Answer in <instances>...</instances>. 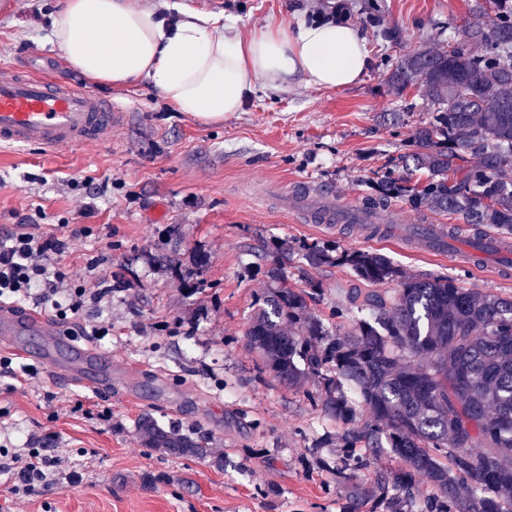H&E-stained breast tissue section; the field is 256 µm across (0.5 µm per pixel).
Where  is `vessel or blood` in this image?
Masks as SVG:
<instances>
[{
    "instance_id": "vessel-or-blood-1",
    "label": "vessel or blood",
    "mask_w": 512,
    "mask_h": 512,
    "mask_svg": "<svg viewBox=\"0 0 512 512\" xmlns=\"http://www.w3.org/2000/svg\"><path fill=\"white\" fill-rule=\"evenodd\" d=\"M121 109L79 86L12 71L0 74V146L33 147L52 152L65 145L107 141ZM282 208L298 220L325 224H378L381 216L356 204H342L324 191L304 187L286 197ZM44 338L39 359L56 377L68 382L87 381V352L66 348L57 328L40 314L20 312L0 304V338L19 333Z\"/></svg>"
}]
</instances>
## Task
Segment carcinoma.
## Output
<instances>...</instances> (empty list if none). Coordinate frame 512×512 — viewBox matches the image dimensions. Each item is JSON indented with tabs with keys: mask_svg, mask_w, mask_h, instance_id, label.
<instances>
[{
	"mask_svg": "<svg viewBox=\"0 0 512 512\" xmlns=\"http://www.w3.org/2000/svg\"><path fill=\"white\" fill-rule=\"evenodd\" d=\"M470 12L475 20L446 50L403 55L387 69L398 96L419 89L428 116L410 135L414 151L399 158L402 174L386 172L382 196L366 205L397 194L416 210L457 216L478 236L486 226L512 235V0H475ZM415 172L426 174L423 185L411 183ZM296 250L312 266L352 270L358 285L329 316L351 330L337 334L307 316L302 294L284 286L258 299L247 341L280 381L317 377L323 411L352 425L339 436L344 467L366 465L359 443L400 460L383 481L394 491L390 512H512V297L465 291L446 276L406 277L377 252L338 253L318 241ZM192 264L195 293L206 254ZM389 279L400 288H372ZM285 320L295 331L284 333ZM139 434L165 454H208L147 415Z\"/></svg>",
	"mask_w": 512,
	"mask_h": 512,
	"instance_id": "cac0c4a2",
	"label": "carcinoma"
}]
</instances>
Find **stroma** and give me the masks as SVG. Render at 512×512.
I'll use <instances>...</instances> for the list:
<instances>
[{"label": "stroma", "instance_id": "obj_1", "mask_svg": "<svg viewBox=\"0 0 512 512\" xmlns=\"http://www.w3.org/2000/svg\"><path fill=\"white\" fill-rule=\"evenodd\" d=\"M250 35L267 24L314 19L331 0H137L166 11L173 2ZM378 2L381 30L366 22ZM60 0H0V72L35 69L86 86L49 41V16ZM470 0H345V20L365 34L371 66L353 87L325 90L292 82L258 89L242 111L219 123L175 111L146 82L97 86L95 94L124 106L105 143L36 149L0 147V236L15 224L41 225L70 237L53 265L66 285L95 288L121 273L128 287L110 301L61 320L51 304L38 308L65 335L112 359V392L53 378L44 366L14 358L0 344V512H345L351 491L370 496L360 512H389L382 476L398 468L383 454L363 470L343 467L337 434L344 423L311 396L317 381L281 384L246 348L255 300L274 287L280 268L288 287L305 292L308 309L325 317L354 283L344 266L314 267L295 253L272 255L273 242L295 246L318 239L347 250L386 255L408 277L448 276L472 292L512 295V275L495 257L477 269L459 265L450 249L411 246L424 224L448 215L417 211L400 197L393 234L363 225L331 230L293 223L287 211L263 204L271 185L314 186L334 199L364 202L390 160L407 154L409 136L426 114L416 90L395 96L386 62L424 49H444L471 20ZM398 29L397 41L385 31ZM102 194L88 200L86 182ZM87 235L72 237L73 229ZM208 264L204 293L187 294L172 267L188 270L195 251ZM99 258L95 270L87 262ZM106 326L110 335H95ZM110 411L111 420L98 418ZM151 414L164 426L201 439L204 458L175 457L145 447L138 421ZM333 443H324V435ZM45 449L60 466L30 493L15 492L3 462Z\"/></svg>", "mask_w": 512, "mask_h": 512}]
</instances>
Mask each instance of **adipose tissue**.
<instances>
[{
	"label": "adipose tissue",
	"instance_id": "obj_1",
	"mask_svg": "<svg viewBox=\"0 0 512 512\" xmlns=\"http://www.w3.org/2000/svg\"><path fill=\"white\" fill-rule=\"evenodd\" d=\"M170 19L132 0H62L50 41L91 82L149 81L179 112L219 122L261 87L292 79L322 89L361 81L369 57L357 28L342 22L274 24L242 36L223 15L179 8Z\"/></svg>",
	"mask_w": 512,
	"mask_h": 512
}]
</instances>
